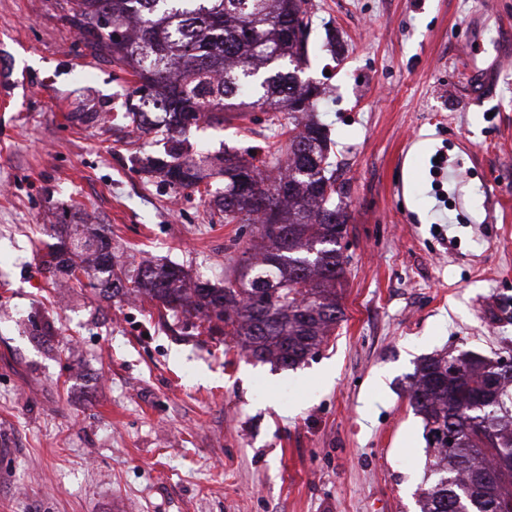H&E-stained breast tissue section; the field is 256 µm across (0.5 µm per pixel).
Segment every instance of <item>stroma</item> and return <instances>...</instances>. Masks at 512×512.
<instances>
[{
	"label": "stroma",
	"mask_w": 512,
	"mask_h": 512,
	"mask_svg": "<svg viewBox=\"0 0 512 512\" xmlns=\"http://www.w3.org/2000/svg\"><path fill=\"white\" fill-rule=\"evenodd\" d=\"M351 215L345 319L294 369L141 303L100 305L36 250L112 227L129 268L223 282L255 233L149 181L121 135L125 75L51 0H0V512H417L427 453L403 393L418 358L512 350V0H307ZM479 41L483 51L470 56ZM284 112L199 126L241 155Z\"/></svg>",
	"instance_id": "35a3bbf8"
}]
</instances>
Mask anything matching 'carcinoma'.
<instances>
[{
  "label": "carcinoma",
  "instance_id": "cac0c4a2",
  "mask_svg": "<svg viewBox=\"0 0 512 512\" xmlns=\"http://www.w3.org/2000/svg\"><path fill=\"white\" fill-rule=\"evenodd\" d=\"M62 18L131 76L137 97L123 115L139 135L159 133L147 169L174 188L199 191L215 174L212 224H254L257 243L217 288L187 285L177 264L130 274L112 263V225H73L45 243L50 278L63 273L100 300L135 296L159 310L196 318L248 358L295 368L343 319L338 287L350 220L336 187L334 152L311 122L272 141L262 165L229 150L182 153L188 125L224 123V113L260 108L307 112L317 87L300 78L308 57L307 0H55ZM102 16L112 35L98 31ZM282 168L275 181L264 168ZM241 279L242 287L229 288ZM467 350L421 358L410 375L409 405L421 418L430 456L419 512H512V369Z\"/></svg>",
  "mask_w": 512,
  "mask_h": 512
}]
</instances>
